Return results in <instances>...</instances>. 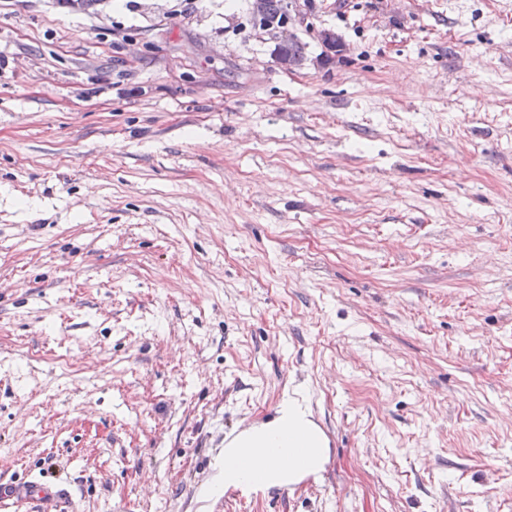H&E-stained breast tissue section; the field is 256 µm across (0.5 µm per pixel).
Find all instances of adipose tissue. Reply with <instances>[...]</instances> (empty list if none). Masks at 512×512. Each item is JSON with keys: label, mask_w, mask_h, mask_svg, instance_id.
<instances>
[{"label": "adipose tissue", "mask_w": 512, "mask_h": 512, "mask_svg": "<svg viewBox=\"0 0 512 512\" xmlns=\"http://www.w3.org/2000/svg\"><path fill=\"white\" fill-rule=\"evenodd\" d=\"M330 458L329 440L305 398L288 397L272 420L232 436L224 447L217 491H266L320 477Z\"/></svg>", "instance_id": "obj_1"}]
</instances>
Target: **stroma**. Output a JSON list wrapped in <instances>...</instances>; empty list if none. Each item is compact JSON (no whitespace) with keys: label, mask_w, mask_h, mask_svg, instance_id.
I'll list each match as a JSON object with an SVG mask.
<instances>
[{"label":"stroma","mask_w":512,"mask_h":512,"mask_svg":"<svg viewBox=\"0 0 512 512\" xmlns=\"http://www.w3.org/2000/svg\"><path fill=\"white\" fill-rule=\"evenodd\" d=\"M184 3L0 0L8 512H512V0H305L289 69ZM298 394L321 481L208 495ZM61 489H52L45 486L41 481H25L17 485H10L9 487H1L0 485V505L1 508H8L11 503L19 501H39V502H53L61 495Z\"/></svg>","instance_id":"obj_1"}]
</instances>
